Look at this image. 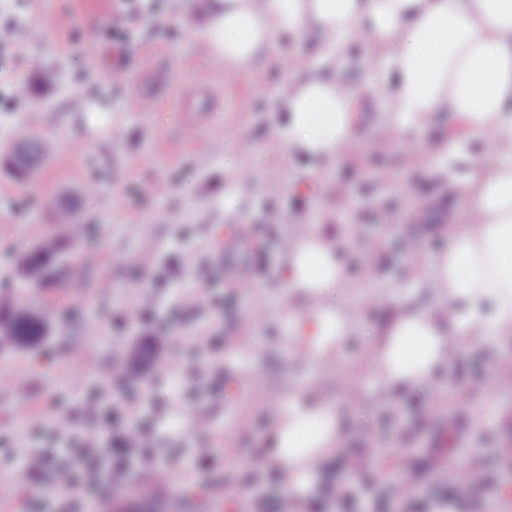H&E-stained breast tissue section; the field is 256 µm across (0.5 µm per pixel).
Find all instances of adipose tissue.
Instances as JSON below:
<instances>
[{
	"mask_svg": "<svg viewBox=\"0 0 512 512\" xmlns=\"http://www.w3.org/2000/svg\"><path fill=\"white\" fill-rule=\"evenodd\" d=\"M204 36L229 68L261 62L284 34L316 35L324 71L296 76L280 95L278 134L289 155L312 162L345 157L357 138L355 104L387 76L386 108L401 133L448 115L466 138L434 146L452 194L468 198L467 223L448 229L447 246L415 273L400 310L388 321L369 366L387 396L431 386L462 341L512 338V0H212ZM362 68L364 78L350 73ZM490 145L469 155V136ZM340 247L317 225L288 240L289 297L305 296L306 317L289 312L309 357L330 360L352 335L347 307L331 300L345 287ZM273 454L298 496L315 483L305 458L323 461L342 448L337 405L299 392L273 415Z\"/></svg>",
	"mask_w": 512,
	"mask_h": 512,
	"instance_id": "1",
	"label": "adipose tissue"
}]
</instances>
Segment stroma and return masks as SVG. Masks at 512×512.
Here are the masks:
<instances>
[{
    "mask_svg": "<svg viewBox=\"0 0 512 512\" xmlns=\"http://www.w3.org/2000/svg\"><path fill=\"white\" fill-rule=\"evenodd\" d=\"M207 0H196L194 22L182 19L180 0H0V26L10 25L12 44L0 48V148L27 133L53 139L58 149L24 184L0 169V285L14 284L20 256L37 239H63L64 264L80 266L79 290L59 285L37 295L51 324L33 351L0 353V474L17 462L52 448L49 436L33 437L19 422L26 403L48 428L67 426L71 437L93 430L107 437L108 423L79 415L86 393L111 375L117 361L138 362L140 394L149 408L157 447L182 449L171 461L172 482L155 486L150 464L130 473L106 472L101 491L81 503L83 512H164L167 502L187 492L185 449L198 444L196 419L209 412L212 465L197 483L224 497L223 512H239L254 491L241 476L270 469L268 404L272 395L325 382V399L343 415L346 440L337 455L318 466V481L300 503L322 500L321 512H363L357 486L370 484L379 502L374 512H410L388 498L395 476L415 484L418 496L452 490L456 471L484 462L486 481L470 492L461 512H501L512 467L503 456L512 436V390L501 378L512 373V340L462 343L440 390H424L395 400L381 399L382 382L367 367L376 331L397 309L411 287L415 257L402 235L422 244L444 238L448 227L466 220L469 204L449 198L448 179L429 168L430 140L461 134L452 121L394 149L382 94L361 96L359 133L348 155L320 171L289 157L278 135L281 86L315 62L314 36L283 40L262 68L245 66L224 76L211 67L201 27ZM128 49L127 81L113 85L103 58L112 42ZM166 68L168 98L153 109L134 99L149 88L144 59ZM210 83L224 88V102L211 123L186 133L174 96L187 87ZM28 96H17L19 86ZM100 108L98 122L88 112ZM250 183L240 210L225 214L224 183L231 177ZM159 181V197L139 193ZM69 208L83 226L79 239L49 223L47 208ZM248 224L257 244L252 251L256 277L251 287L225 284L218 266L224 233ZM299 224L321 225L329 241L340 242L349 281L339 299L355 312L359 331L341 355L329 362H307L298 355L288 325L289 301L275 276L285 263L286 238ZM185 289L201 297L224 294V312L203 311L199 321L173 323L158 333L156 320L172 297ZM135 327L127 313L145 309ZM224 339L212 355L224 364V392L211 401L183 399L188 363L199 326ZM263 379L252 387V376ZM466 414H457L458 398ZM69 493L45 491L37 481L17 486L0 482V512H27L30 505L52 506Z\"/></svg>",
    "mask_w": 512,
    "mask_h": 512,
    "instance_id": "obj_1",
    "label": "stroma"
}]
</instances>
